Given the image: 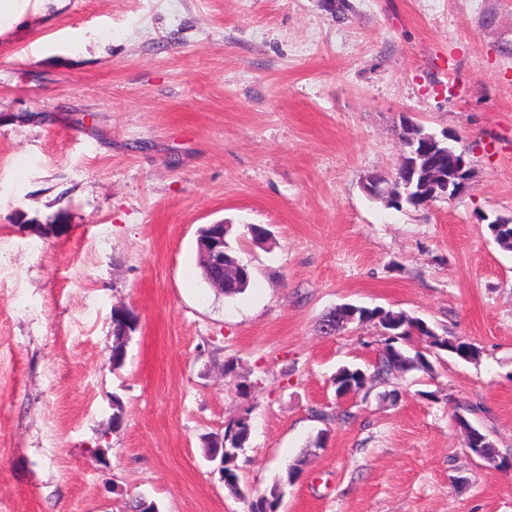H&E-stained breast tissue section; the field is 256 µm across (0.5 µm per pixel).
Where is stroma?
Masks as SVG:
<instances>
[{"label": "stroma", "instance_id": "1", "mask_svg": "<svg viewBox=\"0 0 512 512\" xmlns=\"http://www.w3.org/2000/svg\"><path fill=\"white\" fill-rule=\"evenodd\" d=\"M29 0L0 18V512H512V469L473 460L457 407L512 453V0ZM474 171L399 210L400 113ZM251 272L204 281L201 227ZM270 230L265 245L244 227ZM344 303L479 350L337 400L382 348ZM137 318L112 368V314ZM123 418L112 425V401ZM335 413L325 422L317 411ZM251 435L225 488L204 438ZM324 448L313 449L321 431ZM302 474L288 481L289 464Z\"/></svg>", "mask_w": 512, "mask_h": 512}]
</instances>
